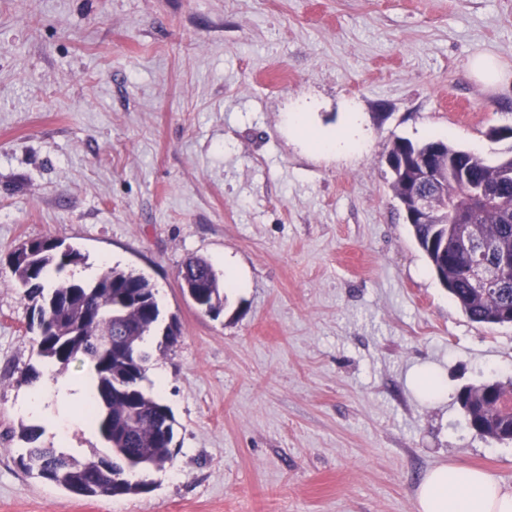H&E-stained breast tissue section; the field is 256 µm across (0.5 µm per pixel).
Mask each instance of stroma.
I'll return each mask as SVG.
<instances>
[{"mask_svg": "<svg viewBox=\"0 0 512 512\" xmlns=\"http://www.w3.org/2000/svg\"><path fill=\"white\" fill-rule=\"evenodd\" d=\"M503 67L486 87L469 59ZM334 131L306 146L288 116ZM512 0H0V512H416L440 464L512 488V445L472 431L462 386L512 380V327L471 322L440 284L390 189L400 139L496 161L512 140ZM59 238L142 274L178 342L148 379L177 421L151 491L76 497L18 465L19 381L38 365L10 280L21 242ZM191 256L225 284L198 310ZM431 371L442 395L416 384ZM41 441L105 453L83 403Z\"/></svg>", "mask_w": 512, "mask_h": 512, "instance_id": "obj_1", "label": "stroma"}]
</instances>
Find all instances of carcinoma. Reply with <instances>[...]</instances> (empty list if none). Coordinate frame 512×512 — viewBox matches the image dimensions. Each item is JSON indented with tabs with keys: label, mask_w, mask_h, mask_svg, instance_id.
Listing matches in <instances>:
<instances>
[{
	"label": "carcinoma",
	"mask_w": 512,
	"mask_h": 512,
	"mask_svg": "<svg viewBox=\"0 0 512 512\" xmlns=\"http://www.w3.org/2000/svg\"><path fill=\"white\" fill-rule=\"evenodd\" d=\"M441 155L459 160L461 168L441 171L448 181V199L434 198L440 211L436 224L410 225L438 281L473 323L512 325V272L501 285L486 288L472 275L473 259L456 249L468 235L485 246L483 263L512 255V155L495 163L480 154L441 143ZM484 182L498 195L494 205L469 206L463 182ZM83 261L81 252L58 239H34L9 256L10 277L31 303L29 327L37 328V355L43 366L62 371L87 362L95 375L89 397L90 423L102 437L107 453L79 461L73 455L38 443L40 428L24 427L19 438L27 447L18 462L29 475L64 487L80 497H115L151 490L145 480L131 482L128 473L161 469L175 452V418L159 398L146 392L152 353L146 344L162 324V311L150 282L142 275L115 267L90 281H74L64 272ZM179 277L197 284L192 298L197 309L217 315L224 291L212 265L188 259ZM512 395V381L483 382L457 394L469 427L480 437L512 443V416L494 408L484 394Z\"/></svg>",
	"instance_id": "carcinoma-1"
}]
</instances>
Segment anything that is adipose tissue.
<instances>
[{
  "mask_svg": "<svg viewBox=\"0 0 512 512\" xmlns=\"http://www.w3.org/2000/svg\"><path fill=\"white\" fill-rule=\"evenodd\" d=\"M416 507L417 512H512V488L485 471L442 464L426 473Z\"/></svg>",
  "mask_w": 512,
  "mask_h": 512,
  "instance_id": "1",
  "label": "adipose tissue"
}]
</instances>
